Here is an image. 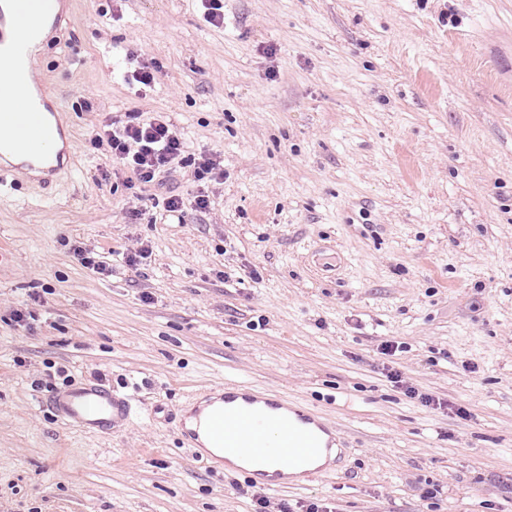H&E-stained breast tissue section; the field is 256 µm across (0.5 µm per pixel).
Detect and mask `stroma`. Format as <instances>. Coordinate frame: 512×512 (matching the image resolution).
Instances as JSON below:
<instances>
[{"label": "stroma", "instance_id": "stroma-1", "mask_svg": "<svg viewBox=\"0 0 512 512\" xmlns=\"http://www.w3.org/2000/svg\"><path fill=\"white\" fill-rule=\"evenodd\" d=\"M205 7L71 0L37 55L70 137L48 186L0 187V512H253L246 475L180 442L227 383L341 438L273 501L512 512V0H224L218 28ZM157 111L186 143L165 185L91 147L103 118ZM208 153L224 182L201 213ZM88 379L132 397L123 430L47 412ZM220 158L218 154H204L194 164L192 178L200 187L199 194L195 197V206L200 211L206 212L210 209L209 184L212 182L220 184V181L224 179Z\"/></svg>", "mask_w": 512, "mask_h": 512}]
</instances>
